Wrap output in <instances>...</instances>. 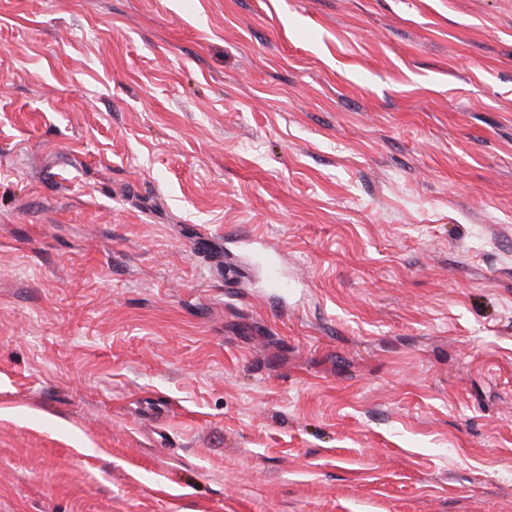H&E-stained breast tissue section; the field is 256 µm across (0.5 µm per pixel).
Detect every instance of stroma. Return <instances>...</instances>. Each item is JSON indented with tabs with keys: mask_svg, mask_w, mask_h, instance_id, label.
Returning a JSON list of instances; mask_svg holds the SVG:
<instances>
[{
	"mask_svg": "<svg viewBox=\"0 0 512 512\" xmlns=\"http://www.w3.org/2000/svg\"><path fill=\"white\" fill-rule=\"evenodd\" d=\"M0 512H512V0H0Z\"/></svg>",
	"mask_w": 512,
	"mask_h": 512,
	"instance_id": "35a3bbf8",
	"label": "stroma"
}]
</instances>
